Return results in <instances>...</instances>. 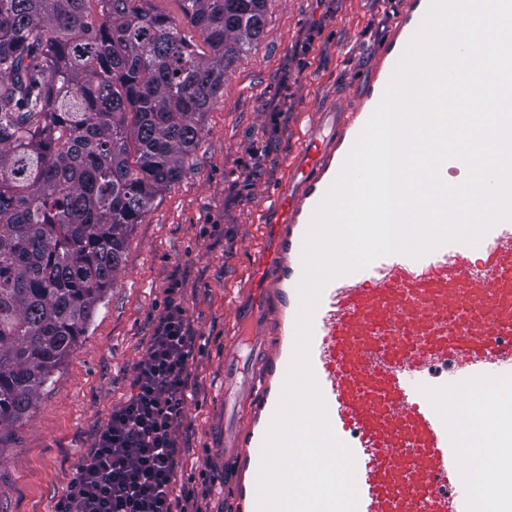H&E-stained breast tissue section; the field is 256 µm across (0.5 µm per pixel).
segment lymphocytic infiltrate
Masks as SVG:
<instances>
[{
  "instance_id": "lymphocytic-infiltrate-1",
  "label": "lymphocytic infiltrate",
  "mask_w": 512,
  "mask_h": 512,
  "mask_svg": "<svg viewBox=\"0 0 512 512\" xmlns=\"http://www.w3.org/2000/svg\"><path fill=\"white\" fill-rule=\"evenodd\" d=\"M193 348L186 311L168 297L132 393L79 460L57 512H174V426Z\"/></svg>"
}]
</instances>
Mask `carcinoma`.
<instances>
[{"label": "carcinoma", "instance_id": "carcinoma-1", "mask_svg": "<svg viewBox=\"0 0 512 512\" xmlns=\"http://www.w3.org/2000/svg\"><path fill=\"white\" fill-rule=\"evenodd\" d=\"M0 0V435L77 349L268 0ZM153 7L161 11L168 16H170L178 25V27L189 36H193V39L198 41L199 44L202 45L201 41L199 40L198 33L195 32L194 28H192L188 23L187 20L184 19L182 16V13L179 9V5L177 1L174 0H152L151 1Z\"/></svg>", "mask_w": 512, "mask_h": 512}]
</instances>
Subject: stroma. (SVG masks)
<instances>
[{
    "label": "stroma",
    "instance_id": "stroma-1",
    "mask_svg": "<svg viewBox=\"0 0 512 512\" xmlns=\"http://www.w3.org/2000/svg\"><path fill=\"white\" fill-rule=\"evenodd\" d=\"M405 0H269L264 33L224 75L181 179L130 232L121 269L31 420L0 436V512H56L82 455L129 395L170 287L195 336L175 425L173 496L227 512L219 485L224 346L268 206L319 112L354 95ZM209 468H201L203 459Z\"/></svg>",
    "mask_w": 512,
    "mask_h": 512
}]
</instances>
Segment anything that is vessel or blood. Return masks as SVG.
I'll return each instance as SVG.
<instances>
[{"label": "vessel or blood", "mask_w": 512, "mask_h": 512, "mask_svg": "<svg viewBox=\"0 0 512 512\" xmlns=\"http://www.w3.org/2000/svg\"><path fill=\"white\" fill-rule=\"evenodd\" d=\"M406 0L379 62L340 113H321L272 194L250 286L235 299L224 391L242 389L248 426L224 448V486L258 508L262 446L293 359L304 236L428 12ZM309 362L327 420L352 452L357 512H475L452 416L474 388L512 378V219L476 244L395 252L323 287Z\"/></svg>", "instance_id": "vessel-or-blood-1"}]
</instances>
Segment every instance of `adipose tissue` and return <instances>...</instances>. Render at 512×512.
I'll return each mask as SVG.
<instances>
[{"instance_id": "adipose-tissue-1", "label": "adipose tissue", "mask_w": 512, "mask_h": 512, "mask_svg": "<svg viewBox=\"0 0 512 512\" xmlns=\"http://www.w3.org/2000/svg\"><path fill=\"white\" fill-rule=\"evenodd\" d=\"M473 401L455 416L461 447L467 449L473 466L470 480L477 497L479 512H512V503L507 502L502 486H488L482 476L485 471L500 468L502 459L494 444L497 426L485 415L484 408L491 399L512 401V381H500L472 395Z\"/></svg>"}]
</instances>
